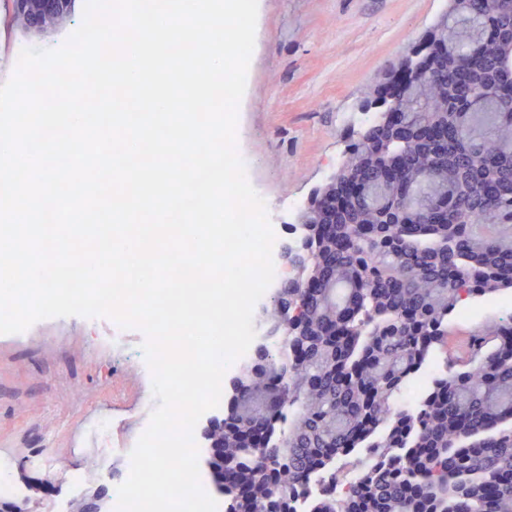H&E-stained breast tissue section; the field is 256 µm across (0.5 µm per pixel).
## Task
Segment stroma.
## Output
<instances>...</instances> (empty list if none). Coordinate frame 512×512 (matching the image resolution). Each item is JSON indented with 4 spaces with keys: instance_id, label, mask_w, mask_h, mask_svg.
<instances>
[{
    "instance_id": "obj_1",
    "label": "stroma",
    "mask_w": 512,
    "mask_h": 512,
    "mask_svg": "<svg viewBox=\"0 0 512 512\" xmlns=\"http://www.w3.org/2000/svg\"><path fill=\"white\" fill-rule=\"evenodd\" d=\"M446 0H258L255 48L237 119L247 179L279 217L307 201L337 171L361 103L388 85L398 61L423 43ZM75 0L69 24L24 34L12 0H0V84L26 48L54 49L83 21ZM112 321L69 316L0 335V454L12 467V499L29 512H72L97 487L124 477L122 449L96 457L84 428L106 416L124 439L144 416L148 381L137 361L141 333L124 351L106 346Z\"/></svg>"
}]
</instances>
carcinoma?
Instances as JSON below:
<instances>
[{"label":"carcinoma","mask_w":512,"mask_h":512,"mask_svg":"<svg viewBox=\"0 0 512 512\" xmlns=\"http://www.w3.org/2000/svg\"><path fill=\"white\" fill-rule=\"evenodd\" d=\"M434 27L452 49L398 106L456 139L396 140L374 116L339 169L365 194L303 213L302 230L327 228L332 261L295 251L325 287L287 281L268 314L299 312L304 336L245 366L233 423L216 419L226 476L248 489L224 496L228 512H293L315 474L345 478L347 497L311 512H512V318L473 331L417 407L394 410L429 356L448 353L461 305L512 289V0H448ZM245 428L265 432L266 463Z\"/></svg>","instance_id":"1"}]
</instances>
